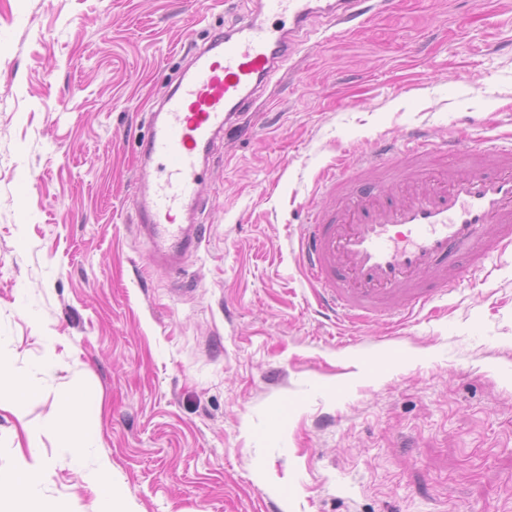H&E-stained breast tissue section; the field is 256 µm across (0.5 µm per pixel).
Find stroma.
<instances>
[{
    "mask_svg": "<svg viewBox=\"0 0 512 512\" xmlns=\"http://www.w3.org/2000/svg\"><path fill=\"white\" fill-rule=\"evenodd\" d=\"M225 0H0V470L96 512L57 434L78 394L135 512H512V255L401 326L339 323L291 243L321 169L416 127L512 133V0H403L305 43L220 142L180 274L133 228L144 115ZM14 411L21 414L24 408L40 396V392L29 385L19 381H10L7 385Z\"/></svg>",
    "mask_w": 512,
    "mask_h": 512,
    "instance_id": "obj_1",
    "label": "stroma"
}]
</instances>
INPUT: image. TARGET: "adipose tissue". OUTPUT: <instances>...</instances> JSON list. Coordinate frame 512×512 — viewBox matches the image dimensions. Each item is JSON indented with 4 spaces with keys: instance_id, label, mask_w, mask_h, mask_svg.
Masks as SVG:
<instances>
[{
    "instance_id": "adipose-tissue-1",
    "label": "adipose tissue",
    "mask_w": 512,
    "mask_h": 512,
    "mask_svg": "<svg viewBox=\"0 0 512 512\" xmlns=\"http://www.w3.org/2000/svg\"><path fill=\"white\" fill-rule=\"evenodd\" d=\"M81 408L78 397H62L53 421L28 427L29 440H37L46 430L57 432L69 444L68 466L80 470L83 483L95 492L99 512H134L123 491L112 480V464L108 459H100L95 468H84L83 452L93 447L97 438L79 428ZM51 472V463L38 452L19 454L9 472H0V512H48L43 488Z\"/></svg>"
}]
</instances>
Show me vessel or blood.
Listing matches in <instances>:
<instances>
[{
	"mask_svg": "<svg viewBox=\"0 0 512 512\" xmlns=\"http://www.w3.org/2000/svg\"><path fill=\"white\" fill-rule=\"evenodd\" d=\"M397 0H253L234 24L194 47L146 118L136 220L153 266L177 270L207 227L198 216L207 166L225 131L256 111L313 31L362 27ZM321 305L340 320H402L447 299L465 273L512 253V139L415 128L323 172L295 241Z\"/></svg>",
	"mask_w": 512,
	"mask_h": 512,
	"instance_id": "1",
	"label": "vessel or blood"
}]
</instances>
